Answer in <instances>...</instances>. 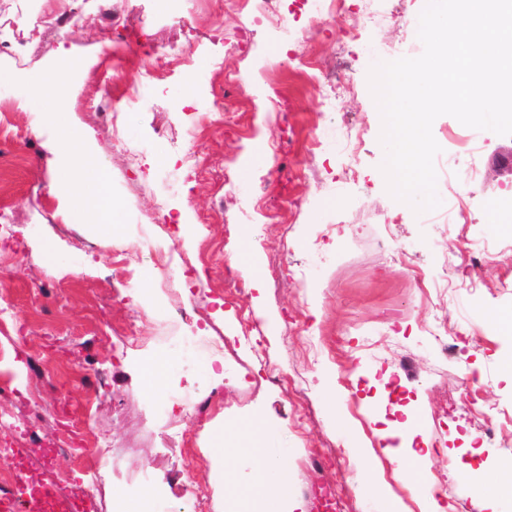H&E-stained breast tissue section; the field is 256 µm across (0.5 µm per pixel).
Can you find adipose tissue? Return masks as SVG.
<instances>
[{
	"label": "adipose tissue",
	"instance_id": "adipose-tissue-1",
	"mask_svg": "<svg viewBox=\"0 0 512 512\" xmlns=\"http://www.w3.org/2000/svg\"><path fill=\"white\" fill-rule=\"evenodd\" d=\"M53 148L59 154L74 156L77 161L82 188L68 191L71 207L84 222L112 224L117 204L110 191L105 167L94 149L66 134L54 140ZM252 453L259 461L258 477L252 492L268 505H275L288 492V473L279 462L271 460L261 446H253Z\"/></svg>",
	"mask_w": 512,
	"mask_h": 512
}]
</instances>
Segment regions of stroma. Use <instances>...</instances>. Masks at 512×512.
<instances>
[{"mask_svg":"<svg viewBox=\"0 0 512 512\" xmlns=\"http://www.w3.org/2000/svg\"><path fill=\"white\" fill-rule=\"evenodd\" d=\"M426 0H359L337 13L319 0H285L284 19L250 22L233 0L223 11L206 0H128L122 21L160 55L159 79L114 125L96 105L86 77L117 66L121 82L140 80L138 62L113 45L112 27L85 0H51L50 10L80 12L75 35L53 30L21 57L0 56V133L11 136L0 170V200L12 207L16 233L0 247V295L15 308L0 338V396L6 414L28 417L42 440L24 464L67 495H81L89 512H113L116 495L159 499L165 512H265L250 495L257 463L248 425L262 420V445L288 469L287 497L279 512H317L315 487H341L356 512H427L429 499L448 505L471 499L475 512H512V488L497 463L512 456V439L490 445L477 428L451 420L462 380L479 391L486 420L512 418V336L498 335L492 316L512 310V219L494 205L512 196V136L481 131L467 147L455 146L452 116L438 117L432 133L439 208L415 214L392 198L380 169L381 117L371 95L372 65L422 53L418 17ZM186 48L192 60L171 70L167 56ZM305 54L306 65L295 62ZM343 71L333 102L310 75ZM61 75L65 87L57 127L44 124L46 103L28 97L32 76ZM246 84L223 100L225 76ZM172 129L176 140L160 138ZM100 154L120 206L116 226L69 221L55 187L74 179V161L49 146L57 130ZM292 143L303 170L289 187L276 183L287 162L278 152ZM195 144L208 168L182 182L186 144ZM142 165H125V150ZM212 214L197 224V213ZM152 226H144L145 216ZM193 258L200 246L218 259L192 271L176 264L170 287L159 285L153 242ZM487 255L476 276L463 270L457 243ZM124 250L134 275L118 285L115 250ZM401 251L429 281L420 288L408 267L391 263ZM240 285L224 294V272ZM197 309L225 336L236 335L242 312L259 321L270 367L303 389L310 411L304 430L292 418L298 399L265 381L255 351L210 354L185 361L175 351L192 328L181 310ZM143 338L124 343L126 326ZM449 334L454 348L442 355L433 343ZM339 340L353 380L340 385L327 355ZM161 365L153 388L147 375ZM104 388H92L95 374ZM175 389L203 402L190 418L161 419L155 402ZM235 431L238 449L224 464L213 448ZM392 430L406 443L384 457L379 434ZM108 445L111 458L99 481L85 479L88 455ZM343 450L342 471L307 469L318 450ZM421 454V485L400 476ZM473 459L472 472L449 473L448 459ZM232 478H225V468Z\"/></svg>","mask_w":512,"mask_h":512,"instance_id":"stroma-1","label":"stroma"}]
</instances>
